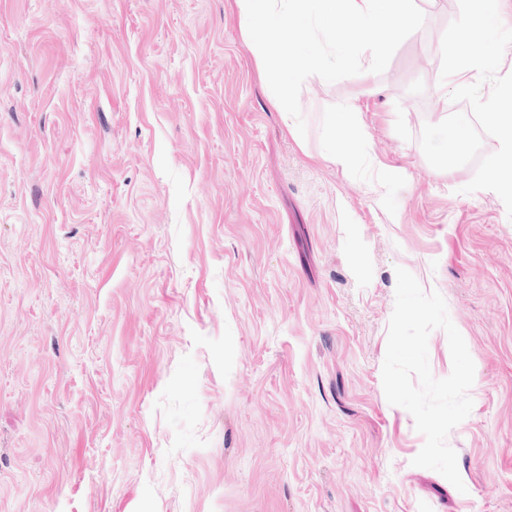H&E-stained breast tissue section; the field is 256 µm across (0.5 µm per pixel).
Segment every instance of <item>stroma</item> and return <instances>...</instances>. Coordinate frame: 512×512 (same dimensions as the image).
I'll return each instance as SVG.
<instances>
[{
	"label": "stroma",
	"mask_w": 512,
	"mask_h": 512,
	"mask_svg": "<svg viewBox=\"0 0 512 512\" xmlns=\"http://www.w3.org/2000/svg\"><path fill=\"white\" fill-rule=\"evenodd\" d=\"M416 4L302 135L235 0H0V512H512V219L418 143L459 7ZM399 266L475 364L461 491L384 394ZM336 121L328 128L327 138L330 149L325 156L329 160L344 169L350 168L355 152L365 145V129L360 112L351 101H346L340 106V112H336Z\"/></svg>",
	"instance_id": "stroma-1"
}]
</instances>
